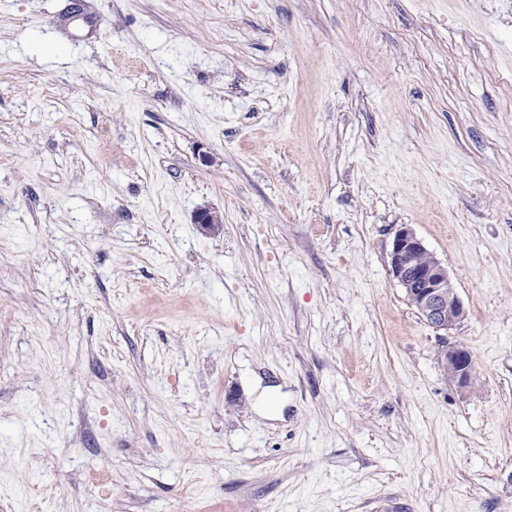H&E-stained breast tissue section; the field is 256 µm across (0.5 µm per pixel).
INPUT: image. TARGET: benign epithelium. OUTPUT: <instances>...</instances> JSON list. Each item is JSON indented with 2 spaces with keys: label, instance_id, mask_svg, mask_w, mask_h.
<instances>
[{
  "label": "benign epithelium",
  "instance_id": "1",
  "mask_svg": "<svg viewBox=\"0 0 512 512\" xmlns=\"http://www.w3.org/2000/svg\"><path fill=\"white\" fill-rule=\"evenodd\" d=\"M193 223L203 232L212 234L223 228L224 219L216 211L200 209L195 212ZM391 271L409 303L435 330L446 331L465 316L464 304L448 279L446 267L409 228L395 235ZM444 356L452 379L461 385L467 384L473 370L471 352L463 346L451 345L445 347Z\"/></svg>",
  "mask_w": 512,
  "mask_h": 512
}]
</instances>
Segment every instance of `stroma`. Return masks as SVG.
<instances>
[{
    "instance_id": "35a3bbf8",
    "label": "stroma",
    "mask_w": 512,
    "mask_h": 512,
    "mask_svg": "<svg viewBox=\"0 0 512 512\" xmlns=\"http://www.w3.org/2000/svg\"><path fill=\"white\" fill-rule=\"evenodd\" d=\"M0 512H512V0H0ZM391 271L409 303L436 331H448L464 316L465 307L445 266L409 228L399 230L391 251ZM443 352L446 360V368H448V371L451 373L452 379L461 385L467 384L473 370L471 352L460 345H446Z\"/></svg>"
}]
</instances>
